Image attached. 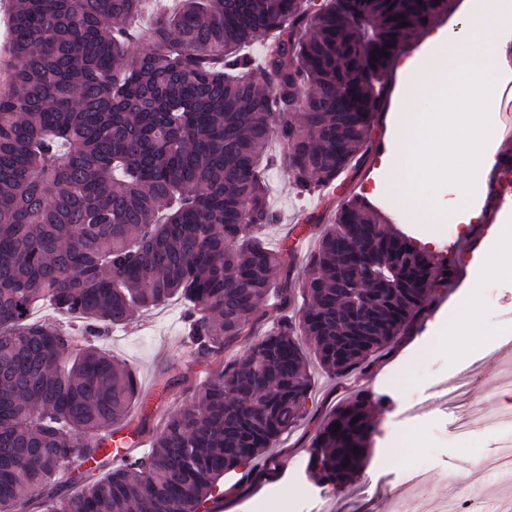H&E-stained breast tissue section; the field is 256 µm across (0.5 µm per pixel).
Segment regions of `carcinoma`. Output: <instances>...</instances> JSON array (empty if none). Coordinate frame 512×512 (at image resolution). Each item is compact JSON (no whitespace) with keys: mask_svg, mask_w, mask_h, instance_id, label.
I'll return each mask as SVG.
<instances>
[{"mask_svg":"<svg viewBox=\"0 0 512 512\" xmlns=\"http://www.w3.org/2000/svg\"><path fill=\"white\" fill-rule=\"evenodd\" d=\"M143 0H13L0 86V512H200L218 480L288 433L310 397L303 345L336 377L390 349L454 277L350 194L301 285L258 231L278 221L263 166L273 137L297 194L335 191L367 151L391 72L453 0H178L152 32ZM267 40L255 59L243 50ZM387 54H382V51ZM268 331L200 384L150 452L66 494L138 399L134 374L91 339L176 297L195 353ZM46 301L89 323L29 319ZM384 400L358 390L308 448L319 485L362 470ZM340 424L335 430L334 423ZM90 465L91 467L87 469L77 468L65 473H61L57 479V488L60 489L61 491L73 490L72 487H78L79 483L85 480V477L87 475L100 476L102 475L103 472H105L108 469V467H110L107 466L103 468H97V464L94 462L90 463ZM91 470H93V472H89Z\"/></svg>","mask_w":512,"mask_h":512,"instance_id":"carcinoma-1","label":"carcinoma"}]
</instances>
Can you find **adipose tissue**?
<instances>
[{"label":"adipose tissue","instance_id":"adipose-tissue-1","mask_svg":"<svg viewBox=\"0 0 512 512\" xmlns=\"http://www.w3.org/2000/svg\"><path fill=\"white\" fill-rule=\"evenodd\" d=\"M427 44L424 57L399 64L409 86L396 115L393 149L383 159L385 189L417 222L468 227L482 220L472 194L497 163L491 145L498 135L496 104L512 80V0H466L457 20L429 31ZM424 103L429 111H421ZM430 181L445 184L447 196L429 198ZM499 222L501 235L473 265L477 284L456 316L453 335H468L484 315L480 280L512 278V215Z\"/></svg>","mask_w":512,"mask_h":512}]
</instances>
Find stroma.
Segmentation results:
<instances>
[{
    "label": "stroma",
    "mask_w": 512,
    "mask_h": 512,
    "mask_svg": "<svg viewBox=\"0 0 512 512\" xmlns=\"http://www.w3.org/2000/svg\"><path fill=\"white\" fill-rule=\"evenodd\" d=\"M494 148L502 152L503 159L475 192L474 203L484 220L468 236L456 224L408 221L406 211L385 192L381 153H365L349 173L345 191L367 196L394 229L453 264L456 276L450 286L440 287L435 305L408 328L394 348L374 359L365 373L337 378L325 373L315 357H308L313 387L304 410L284 438L254 461L261 482L246 483L240 475L231 474L218 483L213 498L222 502L223 512H255V503L277 487L304 493L296 512H398L404 505L411 512H434L438 503L468 493L480 499L482 512H504L512 501V462L501 457L502 434L480 431L462 436L454 424L473 410L492 413L502 405L500 382L512 375V352H498L497 340L502 328L512 323V283L485 280V316L478 332L459 337L455 348L445 344L448 318L470 291L469 265L474 255L498 237L499 213L512 214V193L506 194L503 205L495 203L498 182L502 176H512V154L504 155L502 142H495ZM267 179L279 221L265 229L264 238L270 248L286 246L292 257L290 277L298 282L306 274L321 233L334 219L337 199L296 196L288 178L277 171L268 173ZM298 227L305 235L300 245L292 239ZM183 311L180 301H169L112 328L102 339L104 348L124 361L137 379L140 401L132 409L127 430L138 435L147 449L167 419L191 404L196 384L218 368L217 363L194 355L184 332ZM475 357L482 359L483 370L470 395L456 409L442 411L430 381ZM355 389L385 398L386 404L373 411L379 433L361 477L353 479L349 491L336 492L307 476V449L323 418ZM412 401L421 409L417 420L408 421L403 412ZM396 434L404 436L405 451L392 450ZM417 467L429 475L421 488L411 484Z\"/></svg>",
    "instance_id": "1"
}]
</instances>
